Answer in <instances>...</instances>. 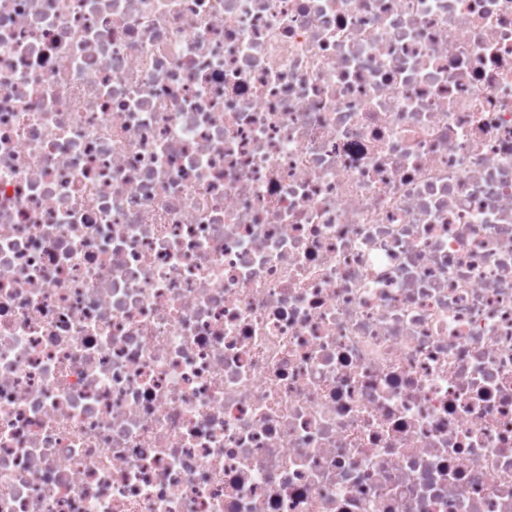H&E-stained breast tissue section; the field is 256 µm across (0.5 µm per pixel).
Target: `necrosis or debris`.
<instances>
[{
	"label": "necrosis or debris",
	"instance_id": "4bbe7bcc",
	"mask_svg": "<svg viewBox=\"0 0 512 512\" xmlns=\"http://www.w3.org/2000/svg\"><path fill=\"white\" fill-rule=\"evenodd\" d=\"M0 512H512V0H0Z\"/></svg>",
	"mask_w": 512,
	"mask_h": 512
}]
</instances>
